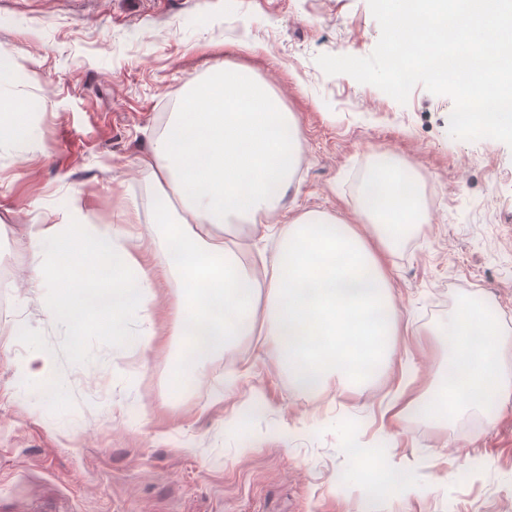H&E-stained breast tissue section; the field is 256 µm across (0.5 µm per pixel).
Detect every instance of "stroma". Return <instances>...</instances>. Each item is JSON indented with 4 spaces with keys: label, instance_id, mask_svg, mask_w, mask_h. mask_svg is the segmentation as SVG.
<instances>
[{
    "label": "stroma",
    "instance_id": "stroma-1",
    "mask_svg": "<svg viewBox=\"0 0 512 512\" xmlns=\"http://www.w3.org/2000/svg\"><path fill=\"white\" fill-rule=\"evenodd\" d=\"M379 36L368 0H0V50L21 74L0 99L33 110L27 136L0 140V251L20 268L35 217L116 224L132 207L131 248L162 261L139 160L217 60L252 71L298 121L299 193L276 221H354L384 156L419 176L427 217L388 255L410 324L395 364L367 386H329L326 404L296 395L245 337L174 388L182 339L167 280L154 286L150 351L92 331L74 353L25 288L0 287V512H512V403L448 421L385 412L401 360L416 372L410 394L431 381L433 335L465 302L496 309L512 371V147L451 137L449 97L418 85L402 104L316 62L368 56ZM39 348L56 359L49 387L15 370ZM246 402L262 410L241 426ZM382 437L412 493L364 497L354 451Z\"/></svg>",
    "mask_w": 512,
    "mask_h": 512
}]
</instances>
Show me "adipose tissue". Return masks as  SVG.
Listing matches in <instances>:
<instances>
[{"instance_id":"adipose-tissue-1","label":"adipose tissue","mask_w":512,"mask_h":512,"mask_svg":"<svg viewBox=\"0 0 512 512\" xmlns=\"http://www.w3.org/2000/svg\"><path fill=\"white\" fill-rule=\"evenodd\" d=\"M301 131L269 88L244 69L216 63L193 80L141 166L155 177V215L166 227L174 259L155 266L129 248L123 223L98 227L70 215L27 227L28 288L41 293L48 323L62 326L73 349L88 330L120 338L134 313L147 309L158 279L179 294L184 346L173 379L196 378L229 340L262 331L266 356L296 392L311 397L334 383L362 386L393 362L406 329L385 257L412 225L425 221L416 204L420 182L407 167L384 161L362 199L364 223L306 211L268 223L293 185ZM252 225L272 236V255L245 262L216 231ZM498 319L486 303L462 305L441 337L428 387L395 405L444 420L450 407L512 402V371L500 347Z\"/></svg>"}]
</instances>
